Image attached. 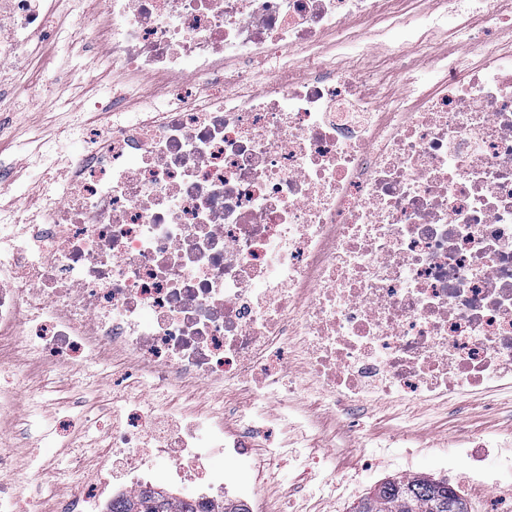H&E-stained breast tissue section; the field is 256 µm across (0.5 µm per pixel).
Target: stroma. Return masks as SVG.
Returning a JSON list of instances; mask_svg holds the SVG:
<instances>
[{
	"mask_svg": "<svg viewBox=\"0 0 512 512\" xmlns=\"http://www.w3.org/2000/svg\"><path fill=\"white\" fill-rule=\"evenodd\" d=\"M49 59L65 78L42 101L29 102L22 89L41 80ZM96 74V55L84 40L68 49L46 43L24 68L10 71L15 89L0 95V168L12 172L16 194H24L32 185L37 174L34 161L41 153L56 162L51 191H63L66 158L82 128L95 118L89 110L94 89L87 80ZM113 373L111 363L90 360L61 378L44 372L17 377L16 382L27 399L39 404L44 419L70 415L71 404L80 395L87 399L91 417L105 418L113 410ZM323 427L331 439L332 455L291 428L278 431L275 444L252 449L245 456L224 453L216 465L244 482L254 481L258 471L270 473L263 492L272 501L287 502L288 512H351L376 486L407 470L448 482L464 495L469 512H484L491 499L484 487L472 484L466 467L443 469L439 454L461 432L487 439L507 436L512 431V396L491 399L474 394L439 411L418 404L372 406L351 414L340 410ZM25 452L41 467L61 472L70 489L78 490L81 477L70 471L77 450L65 438L31 437Z\"/></svg>",
	"mask_w": 512,
	"mask_h": 512,
	"instance_id": "stroma-1",
	"label": "stroma"
}]
</instances>
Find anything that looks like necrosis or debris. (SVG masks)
Listing matches in <instances>:
<instances>
[{
	"mask_svg": "<svg viewBox=\"0 0 512 512\" xmlns=\"http://www.w3.org/2000/svg\"><path fill=\"white\" fill-rule=\"evenodd\" d=\"M380 0H100L68 39L102 46L100 122L69 159L62 196L44 169L0 225V512H99L104 493L204 476L190 501L222 512L244 485L215 465L272 434L309 389L325 412L386 401L441 408L512 389V46L480 0L467 70L437 55L415 89L403 43L453 7L379 16ZM60 0H0V73L44 41ZM375 28L383 69L338 67ZM148 106L134 110L132 90ZM109 360L148 377L79 493L25 462L40 430L14 377ZM248 401L198 417L202 395ZM238 428L227 429V415ZM189 419L185 433L163 422ZM457 436L441 460L512 487V452ZM123 454L118 482L109 456ZM56 485L42 497L39 485Z\"/></svg>",
	"mask_w": 512,
	"mask_h": 512,
	"instance_id": "obj_1",
	"label": "necrosis or debris"
}]
</instances>
